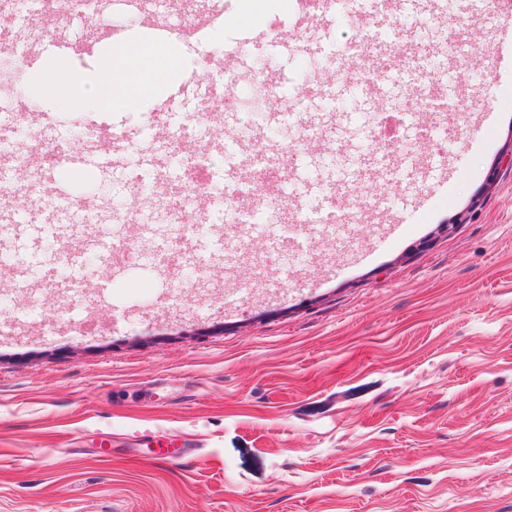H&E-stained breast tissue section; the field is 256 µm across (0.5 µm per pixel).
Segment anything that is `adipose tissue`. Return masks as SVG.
<instances>
[{
    "label": "adipose tissue",
    "instance_id": "adipose-tissue-1",
    "mask_svg": "<svg viewBox=\"0 0 512 512\" xmlns=\"http://www.w3.org/2000/svg\"><path fill=\"white\" fill-rule=\"evenodd\" d=\"M135 47L137 62L106 52L93 78L87 80L74 73L63 79L57 69H45L26 96L34 104L53 101L89 109L138 108L168 82L172 70L184 69L188 59L176 50L160 52L155 40L150 38L139 39Z\"/></svg>",
    "mask_w": 512,
    "mask_h": 512
}]
</instances>
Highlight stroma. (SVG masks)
I'll return each instance as SVG.
<instances>
[{
    "label": "stroma",
    "instance_id": "stroma-1",
    "mask_svg": "<svg viewBox=\"0 0 512 512\" xmlns=\"http://www.w3.org/2000/svg\"><path fill=\"white\" fill-rule=\"evenodd\" d=\"M435 13L444 26L420 37L416 19ZM451 16L470 20L467 34ZM283 29L320 69L234 57L267 55L262 34ZM511 29L485 0L318 12L301 30L272 6L211 26L206 48L241 104L218 140L200 141L202 167L209 182L245 184L262 145L284 182L282 220L262 241L251 217L213 210L200 235L224 276L183 284L147 257L172 246L159 218L123 261L99 247L105 222L0 234V286L21 300L0 313V512H512ZM86 33L74 18L29 36L89 69L99 53ZM364 41L383 77L363 76L352 49ZM475 53L479 77L434 90L426 58L451 71ZM258 83L273 109L249 108ZM217 91L191 67L145 112L50 104L20 150L78 154L73 125L141 131L126 174L93 179L142 212L129 175L162 172L169 187L184 176L155 151V116L197 121ZM385 107L403 115L392 150L378 146ZM32 177L74 210L113 206ZM331 210L343 223L322 222ZM110 265L120 279L103 294L92 283Z\"/></svg>",
    "mask_w": 512,
    "mask_h": 512
}]
</instances>
